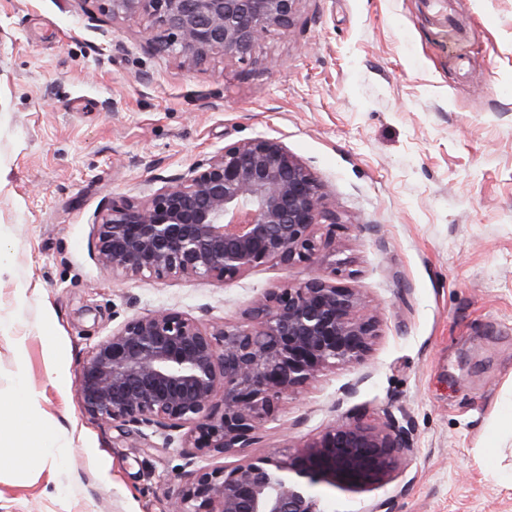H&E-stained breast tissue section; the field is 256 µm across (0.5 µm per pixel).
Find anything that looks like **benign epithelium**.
<instances>
[{
    "label": "benign epithelium",
    "mask_w": 512,
    "mask_h": 512,
    "mask_svg": "<svg viewBox=\"0 0 512 512\" xmlns=\"http://www.w3.org/2000/svg\"><path fill=\"white\" fill-rule=\"evenodd\" d=\"M112 19L142 18L147 42L189 64L246 60L258 39L293 25L303 0H106ZM314 172L279 138L234 142L144 198L98 215L100 264L127 278L224 282L278 263L315 265L338 223ZM313 275L271 288L241 320L204 327L163 309L127 320L94 345L78 376L83 411L123 430L181 433L187 482L174 512H320L321 483L368 492L395 481L414 452L391 413L328 427L286 452L193 468L201 455L238 454L259 424L326 369L363 362L379 333L359 291Z\"/></svg>",
    "instance_id": "obj_1"
}]
</instances>
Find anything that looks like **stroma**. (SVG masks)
Listing matches in <instances>:
<instances>
[{
	"instance_id": "1",
	"label": "stroma",
	"mask_w": 512,
	"mask_h": 512,
	"mask_svg": "<svg viewBox=\"0 0 512 512\" xmlns=\"http://www.w3.org/2000/svg\"><path fill=\"white\" fill-rule=\"evenodd\" d=\"M452 14L474 31L462 69ZM145 28L99 0H0V512H171L180 448L82 411L87 352L161 308L237 321L338 259L378 308L374 349L284 400L255 454L389 412L412 431L402 476L320 486L322 512L386 498L394 512H512L493 475L512 465V0H303L245 63H184ZM260 135L311 168L339 217L318 228L335 249L316 269L270 263L217 283L100 265L107 204ZM22 390L37 412L15 406Z\"/></svg>"
}]
</instances>
